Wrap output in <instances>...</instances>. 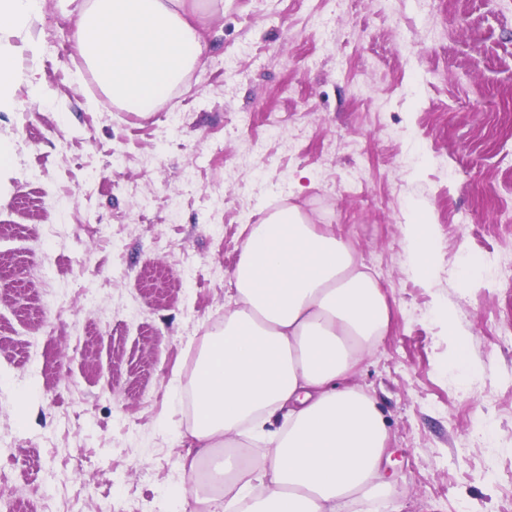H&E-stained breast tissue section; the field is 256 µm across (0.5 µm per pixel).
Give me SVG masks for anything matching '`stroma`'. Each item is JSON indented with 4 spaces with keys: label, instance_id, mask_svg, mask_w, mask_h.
I'll list each match as a JSON object with an SVG mask.
<instances>
[{
    "label": "stroma",
    "instance_id": "1",
    "mask_svg": "<svg viewBox=\"0 0 512 512\" xmlns=\"http://www.w3.org/2000/svg\"><path fill=\"white\" fill-rule=\"evenodd\" d=\"M202 36L145 117L57 57L76 39L65 0L13 40L44 89L17 85L0 112V448L17 480H51L56 512L191 495L171 430L192 422L248 225L288 203L334 225L389 303L351 378L387 421L379 512H512V279L487 273L512 260V0H224ZM419 212L438 233L427 280L402 234Z\"/></svg>",
    "mask_w": 512,
    "mask_h": 512
}]
</instances>
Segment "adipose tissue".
<instances>
[{"mask_svg": "<svg viewBox=\"0 0 512 512\" xmlns=\"http://www.w3.org/2000/svg\"><path fill=\"white\" fill-rule=\"evenodd\" d=\"M77 51L113 103L142 116L182 86L204 53V18L224 0H66ZM44 0H0V109L21 65L10 44ZM403 233L430 274L437 229L420 213ZM224 322L209 332L192 378L193 422L177 432L211 467L172 512H363L384 485L388 429L372 396L348 385L387 335L385 295L331 227L285 206L252 225L233 272ZM267 445L241 463L215 449L242 437Z\"/></svg>", "mask_w": 512, "mask_h": 512, "instance_id": "obj_1", "label": "adipose tissue"}]
</instances>
